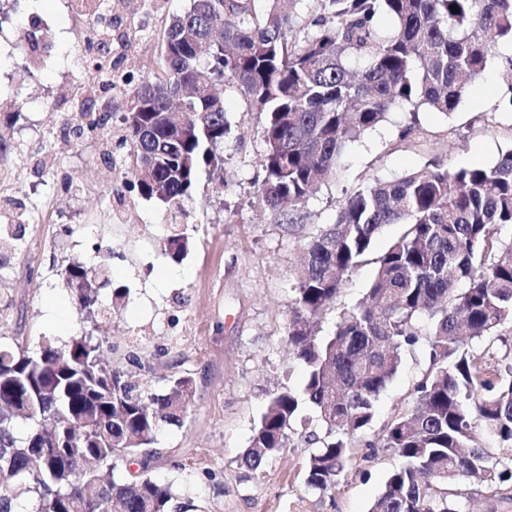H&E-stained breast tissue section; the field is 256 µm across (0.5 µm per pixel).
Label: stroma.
I'll return each instance as SVG.
<instances>
[{"mask_svg": "<svg viewBox=\"0 0 512 512\" xmlns=\"http://www.w3.org/2000/svg\"><path fill=\"white\" fill-rule=\"evenodd\" d=\"M106 3L135 35L130 46L112 47L122 62L119 74L139 82L159 59L170 17L187 10L190 0ZM83 26L66 0H0V138L10 146L0 158V222L25 227L15 249L0 259V342L34 349L42 337L62 344L90 329L61 273L71 262H94V244L108 245L112 286L102 290L101 301L110 305L117 289L126 296L110 322L99 325L104 362L158 391L180 373L196 384L184 424L164 430L156 452L137 456L130 472L173 482L185 512H368L399 463L389 451L378 448L369 457L357 447L356 459L325 496L304 486L308 446L300 429L290 431L279 458L261 471L241 467L239 456L269 394L304 382L284 329L308 232L334 223L346 194L371 181L399 178L434 159L452 170L488 165L511 146L506 41L498 42L485 74L454 112L424 111L414 125L397 109L349 144L335 176L310 196L301 224L291 229L252 197L264 115L247 111L231 85L223 87L231 125L224 163L200 171L180 215L130 189L128 149H113L107 161L102 136H67L63 117L77 110L87 77L71 63ZM29 28L50 36L38 68L24 67L19 48ZM175 223L189 238L177 260L167 251ZM404 230L386 225L373 241V259ZM373 259L349 272L335 308L319 320L320 335L333 331L338 309L363 298L375 276ZM52 300L62 324L47 317ZM427 367L423 345L407 350L375 403L366 440L379 443L384 426L414 405V385Z\"/></svg>", "mask_w": 512, "mask_h": 512, "instance_id": "1", "label": "stroma"}]
</instances>
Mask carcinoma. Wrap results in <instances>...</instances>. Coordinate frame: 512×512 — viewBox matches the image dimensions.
Returning <instances> with one entry per match:
<instances>
[{
	"mask_svg": "<svg viewBox=\"0 0 512 512\" xmlns=\"http://www.w3.org/2000/svg\"><path fill=\"white\" fill-rule=\"evenodd\" d=\"M314 30L295 29L283 0H191L170 18L166 56L126 93L120 123L135 158L133 187L181 209L202 169H217L230 133L215 87L235 86L265 114L263 179L254 197L286 224L346 145L397 106L449 113L480 79L496 43L512 40V0H322ZM456 6L453 12L450 6ZM391 18L384 28L379 17ZM83 98L67 121L75 138L111 121ZM387 224L405 232L376 258L375 278L336 329L313 328L336 303L349 272L365 261ZM512 148L488 166L448 170L432 161L346 198L336 221L308 233L284 340L306 369L301 390L269 394L240 465L257 472L286 447L300 423L306 487L336 485L375 416L379 394L419 341L429 360L416 403L386 426L382 447L400 459L369 512H466L451 485L469 481L512 501V456H492L483 437L512 449V361L493 351L512 323ZM22 227L0 225L9 251ZM69 264L63 288L100 310L112 251ZM487 340L478 350L467 340ZM102 340L84 332L29 352L0 345V512H170L172 485L126 479L121 465L181 426L195 380L178 376L156 393L101 360Z\"/></svg>",
	"mask_w": 512,
	"mask_h": 512,
	"instance_id": "1",
	"label": "carcinoma"
}]
</instances>
